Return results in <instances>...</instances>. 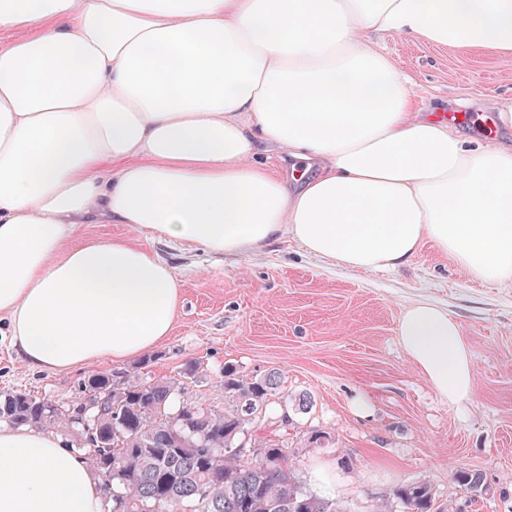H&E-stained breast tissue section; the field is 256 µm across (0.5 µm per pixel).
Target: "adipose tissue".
I'll return each mask as SVG.
<instances>
[{
  "instance_id": "obj_1",
  "label": "adipose tissue",
  "mask_w": 512,
  "mask_h": 512,
  "mask_svg": "<svg viewBox=\"0 0 512 512\" xmlns=\"http://www.w3.org/2000/svg\"><path fill=\"white\" fill-rule=\"evenodd\" d=\"M0 315L28 367L123 362L168 336L169 266L106 220L248 257L288 236L354 270L423 245L512 285V145L424 116L378 35L512 52V0H0ZM293 159L267 171L261 145ZM411 363L452 404L475 369L458 323L418 301ZM0 512H103L85 457L0 423Z\"/></svg>"
}]
</instances>
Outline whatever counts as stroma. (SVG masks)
<instances>
[{
  "label": "stroma",
  "instance_id": "stroma-1",
  "mask_svg": "<svg viewBox=\"0 0 512 512\" xmlns=\"http://www.w3.org/2000/svg\"><path fill=\"white\" fill-rule=\"evenodd\" d=\"M378 42L409 77L418 108L470 113V124L457 129L468 142H512L505 127L481 130L512 98L511 52L388 36ZM116 238L145 245L170 266L180 300L169 336L142 360L53 372L24 366L0 335V392L31 391L68 404L91 373L142 365L149 377L176 379L192 360L199 369L183 379L185 399L220 409L225 365L247 380L275 371L281 393L308 396L311 405L288 429L283 406L270 405L263 430L287 441L300 483L343 512H378L384 503L404 512L392 499L394 487L421 479L438 503L458 512H512V288L472 280L429 245L399 270L363 272L317 258L287 236L248 259L128 224H79L68 243ZM417 301L447 309L460 326L475 368L463 403L439 397L399 343L400 316ZM316 430L331 436L329 447H305ZM459 468L483 473L481 496L460 493L452 478Z\"/></svg>",
  "mask_w": 512,
  "mask_h": 512
}]
</instances>
